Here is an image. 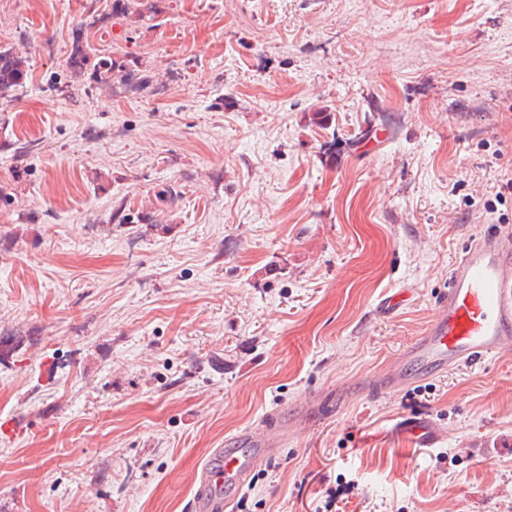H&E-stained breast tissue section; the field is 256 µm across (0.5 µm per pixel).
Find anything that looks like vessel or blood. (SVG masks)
I'll use <instances>...</instances> for the list:
<instances>
[{
  "label": "vessel or blood",
  "mask_w": 512,
  "mask_h": 512,
  "mask_svg": "<svg viewBox=\"0 0 512 512\" xmlns=\"http://www.w3.org/2000/svg\"><path fill=\"white\" fill-rule=\"evenodd\" d=\"M512 347V228L501 226L474 235L448 274L434 318L422 335L382 372L379 389L395 393L430 374L474 365ZM394 431L413 446L430 448L442 435L422 416H406ZM244 446L233 452L214 449L215 463L202 473L199 512H226L229 500L216 491H239L273 443L265 431L241 433Z\"/></svg>",
  "instance_id": "obj_1"
}]
</instances>
